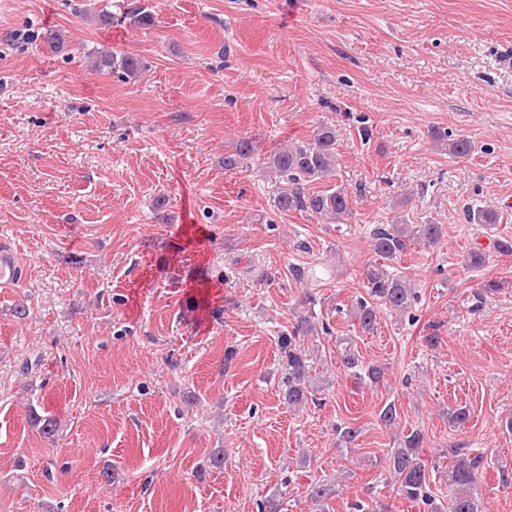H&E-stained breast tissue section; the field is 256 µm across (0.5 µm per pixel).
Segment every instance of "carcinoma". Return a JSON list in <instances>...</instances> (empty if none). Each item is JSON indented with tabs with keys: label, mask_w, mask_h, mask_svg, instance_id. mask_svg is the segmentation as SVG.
<instances>
[{
	"label": "carcinoma",
	"mask_w": 512,
	"mask_h": 512,
	"mask_svg": "<svg viewBox=\"0 0 512 512\" xmlns=\"http://www.w3.org/2000/svg\"><path fill=\"white\" fill-rule=\"evenodd\" d=\"M137 26H150L153 16L140 5L124 8ZM139 67L136 59L128 56L105 55L100 58L97 69L109 68L126 76L134 74ZM254 159L253 145L247 138H241L234 150L224 156V167L228 169L250 168ZM270 164L278 173L284 187L274 199V208L279 212L299 211L327 224H341L351 216L350 195L339 185L325 190L314 191L311 185L329 181L336 173V133L330 126L318 131L314 142L296 143L288 149L279 151L270 157ZM467 220L482 228L495 223L492 213L479 209L467 212ZM443 236L440 224H381L371 233L370 247L375 260L367 262L362 277L367 288L366 296L351 306L350 316L353 324L367 334L377 330L378 319L382 311L408 316L417 304L419 295L406 277L389 270L390 263L407 248L418 245L425 248L436 246ZM512 255V239L495 237L488 246L477 244L462 256V266L475 271L485 267L489 252ZM292 279L301 284L318 282L309 266H293L290 269ZM506 284L487 279L477 284L474 291L475 304L471 311L477 312L486 299L499 294ZM320 304L317 293L306 292V304L295 315L292 329L277 338V346L284 368L283 397L288 408H300L308 403L318 391L310 380L309 358L304 349L305 340L331 333L326 322L319 321L315 307ZM339 356L344 368L352 372L360 386L375 387L383 382L386 367L379 363L365 362L352 338L339 339ZM470 409L465 405L448 408V427L459 431L468 424ZM378 421L387 429L399 424L397 407L393 403L384 405L378 412ZM360 436V429L352 426L336 430V446L350 448ZM424 447V435L413 430L396 440V447L386 454V467L390 480L396 487V494L402 499L417 505L431 507L436 495L433 491V477L443 480L449 489L446 502L441 509L433 512H483L482 500L478 492L479 473L485 467L487 456L481 449L467 448L462 443L448 444V466L440 468L437 463H426L420 456ZM337 495L336 482L319 480L310 486L308 499L310 512H330L329 500Z\"/></svg>",
	"instance_id": "carcinoma-1"
}]
</instances>
